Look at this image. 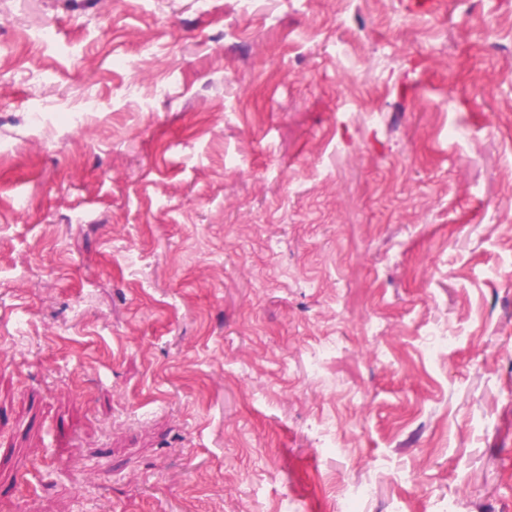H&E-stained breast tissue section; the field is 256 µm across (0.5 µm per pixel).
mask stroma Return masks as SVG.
<instances>
[{
	"label": "stroma",
	"instance_id": "35a3bbf8",
	"mask_svg": "<svg viewBox=\"0 0 512 512\" xmlns=\"http://www.w3.org/2000/svg\"><path fill=\"white\" fill-rule=\"evenodd\" d=\"M512 512V0H0V512Z\"/></svg>",
	"mask_w": 512,
	"mask_h": 512
}]
</instances>
